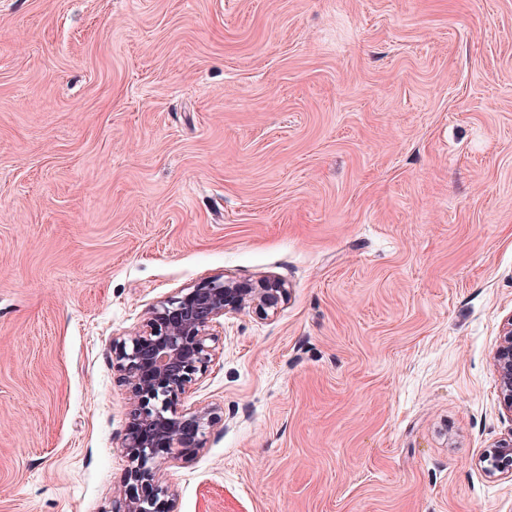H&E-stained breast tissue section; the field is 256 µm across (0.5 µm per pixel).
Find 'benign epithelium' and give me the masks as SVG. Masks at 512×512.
I'll return each mask as SVG.
<instances>
[{
    "mask_svg": "<svg viewBox=\"0 0 512 512\" xmlns=\"http://www.w3.org/2000/svg\"><path fill=\"white\" fill-rule=\"evenodd\" d=\"M287 299L278 278L239 283L216 277L159 301L135 335L112 338V368L130 393L123 483L136 493L117 492L111 512H177V494L160 471L168 461L195 458L216 423L214 409L187 408L184 399L214 361L220 318L248 310L266 319ZM493 360L502 407L512 416V314ZM483 462L492 477L512 476V432L491 445Z\"/></svg>",
    "mask_w": 512,
    "mask_h": 512,
    "instance_id": "1",
    "label": "benign epithelium"
}]
</instances>
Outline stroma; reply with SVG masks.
Here are the masks:
<instances>
[{
	"instance_id": "1",
	"label": "stroma",
	"mask_w": 512,
	"mask_h": 512,
	"mask_svg": "<svg viewBox=\"0 0 512 512\" xmlns=\"http://www.w3.org/2000/svg\"><path fill=\"white\" fill-rule=\"evenodd\" d=\"M222 276L178 512H512V0H0V512H110L112 339ZM501 336L493 360L499 378L502 407L512 416V315L505 319ZM490 448L482 458V462L486 463V472L492 477H512V432L494 442Z\"/></svg>"
}]
</instances>
